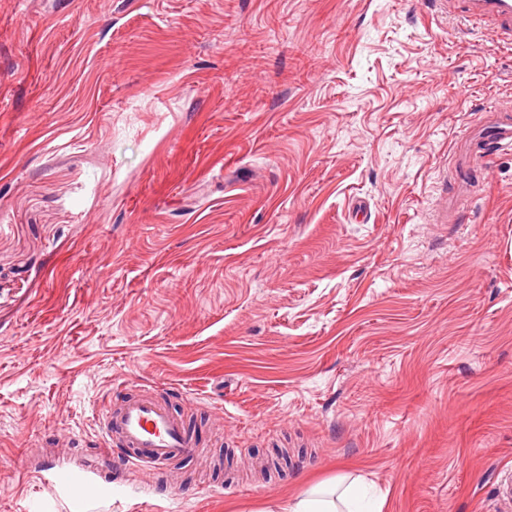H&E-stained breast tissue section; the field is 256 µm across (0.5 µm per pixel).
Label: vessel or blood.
I'll return each instance as SVG.
<instances>
[{
  "label": "vessel or blood",
  "mask_w": 512,
  "mask_h": 512,
  "mask_svg": "<svg viewBox=\"0 0 512 512\" xmlns=\"http://www.w3.org/2000/svg\"><path fill=\"white\" fill-rule=\"evenodd\" d=\"M469 16L475 20H497L499 33L512 39V0H471ZM512 147V108L500 104L486 107L482 120L468 126L458 146L449 209L472 190L470 174L483 165L491 151ZM96 420L100 428L101 462H112L113 448H135L144 463L163 468L194 455L200 443L194 432L175 416L155 394H124L116 405L104 406Z\"/></svg>",
  "instance_id": "1"
}]
</instances>
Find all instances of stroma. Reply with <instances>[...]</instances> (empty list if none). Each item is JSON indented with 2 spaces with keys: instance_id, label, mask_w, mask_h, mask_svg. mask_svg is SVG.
Listing matches in <instances>:
<instances>
[{
  "instance_id": "stroma-1",
  "label": "stroma",
  "mask_w": 512,
  "mask_h": 512,
  "mask_svg": "<svg viewBox=\"0 0 512 512\" xmlns=\"http://www.w3.org/2000/svg\"><path fill=\"white\" fill-rule=\"evenodd\" d=\"M465 0H0V512H501L512 43ZM202 452L99 467L118 388ZM92 470L83 499L37 470ZM482 112V120L468 126L460 137L452 190L448 192L449 211L455 210L461 198L472 191V170L477 165L481 167L493 149L512 147V108L493 104ZM342 486L343 484L340 481L327 486L312 488L295 499L275 502L268 509V512H343L340 510L337 501L345 506L347 512H358L350 508L354 504L355 498L351 484L345 486L336 495Z\"/></svg>"
}]
</instances>
